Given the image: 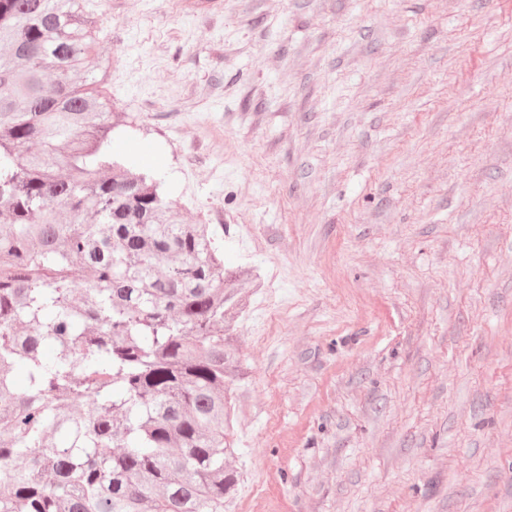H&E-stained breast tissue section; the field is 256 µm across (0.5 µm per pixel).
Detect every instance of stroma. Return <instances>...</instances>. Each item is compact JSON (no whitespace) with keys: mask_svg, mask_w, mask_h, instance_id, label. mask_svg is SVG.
Returning a JSON list of instances; mask_svg holds the SVG:
<instances>
[{"mask_svg":"<svg viewBox=\"0 0 512 512\" xmlns=\"http://www.w3.org/2000/svg\"><path fill=\"white\" fill-rule=\"evenodd\" d=\"M82 2L245 273L226 512H512V0Z\"/></svg>","mask_w":512,"mask_h":512,"instance_id":"stroma-1","label":"stroma"}]
</instances>
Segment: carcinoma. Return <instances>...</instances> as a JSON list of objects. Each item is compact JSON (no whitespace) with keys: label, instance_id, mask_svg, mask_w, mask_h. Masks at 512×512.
I'll list each match as a JSON object with an SVG mask.
<instances>
[{"label":"carcinoma","instance_id":"carcinoma-1","mask_svg":"<svg viewBox=\"0 0 512 512\" xmlns=\"http://www.w3.org/2000/svg\"><path fill=\"white\" fill-rule=\"evenodd\" d=\"M92 31L0 0V512H224L242 273L115 153Z\"/></svg>","mask_w":512,"mask_h":512}]
</instances>
